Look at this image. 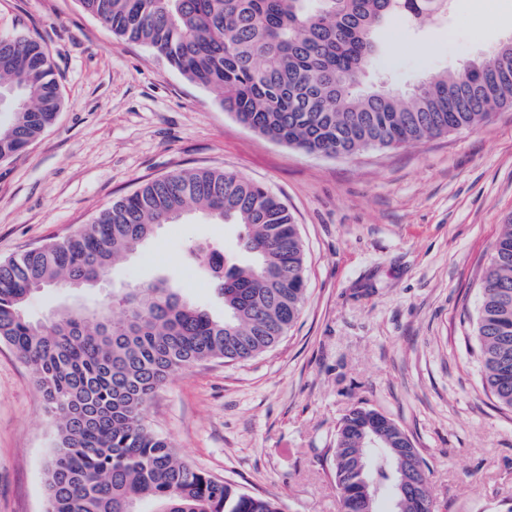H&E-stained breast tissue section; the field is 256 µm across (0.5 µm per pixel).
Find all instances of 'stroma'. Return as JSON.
I'll list each match as a JSON object with an SVG mask.
<instances>
[{
    "label": "stroma",
    "mask_w": 512,
    "mask_h": 512,
    "mask_svg": "<svg viewBox=\"0 0 512 512\" xmlns=\"http://www.w3.org/2000/svg\"><path fill=\"white\" fill-rule=\"evenodd\" d=\"M0 33L39 38L59 76L54 126L0 163V260L60 240L147 180L218 169L261 183L292 214L305 302L272 350L171 376L146 424L194 467L284 512H340L336 428L378 411L424 458L439 512H500L512 501V409L483 387L475 326L501 224L512 218V108L477 128L398 148L324 157L242 126L215 91L115 37L79 0H0ZM512 39V0H453L446 25L381 34L366 83L406 91ZM236 226L191 214L82 298L171 273L179 293L223 317L190 263L200 241L234 250ZM56 427L33 374L0 343V512H44Z\"/></svg>",
    "instance_id": "stroma-1"
}]
</instances>
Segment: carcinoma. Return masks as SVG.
<instances>
[{"label": "carcinoma", "mask_w": 512, "mask_h": 512, "mask_svg": "<svg viewBox=\"0 0 512 512\" xmlns=\"http://www.w3.org/2000/svg\"><path fill=\"white\" fill-rule=\"evenodd\" d=\"M112 33L143 44L191 82L219 93L242 125L308 154L346 156L473 129L512 107V40L463 68L397 95L359 89L390 24L442 25L450 0H81ZM33 105H6L0 160L53 124L62 100L47 48L0 34V87ZM195 210L235 224L239 255L198 246L189 256L224 300V316L183 298L174 277L112 289L108 320L74 303L34 320L28 298L50 286L104 280L163 224ZM305 301L297 224L269 189L234 172L181 170L144 182L68 237L0 261V342L32 370L57 440L46 464V512H281L193 467L149 428L143 412L173 374L211 359L245 362L274 347ZM119 308L115 316L113 308ZM486 387L512 408V221L501 225L476 322ZM355 408L336 431L334 475L342 512H363L364 492L391 512H438L424 462L391 423L373 445ZM367 471L355 466L359 451Z\"/></svg>", "instance_id": "obj_1"}]
</instances>
